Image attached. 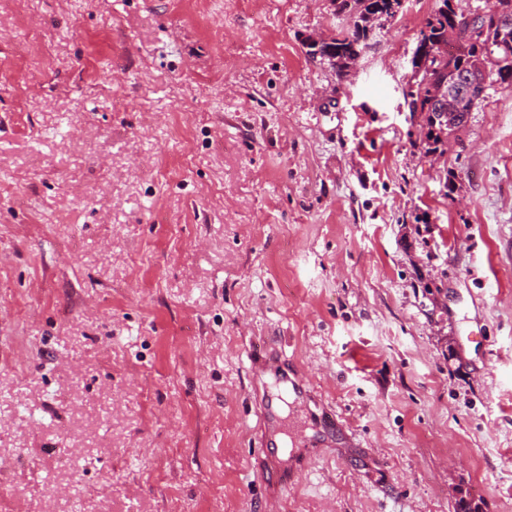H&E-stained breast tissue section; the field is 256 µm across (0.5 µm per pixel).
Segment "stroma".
I'll return each mask as SVG.
<instances>
[{"mask_svg":"<svg viewBox=\"0 0 512 512\" xmlns=\"http://www.w3.org/2000/svg\"><path fill=\"white\" fill-rule=\"evenodd\" d=\"M435 0H0V512H512V91L444 150ZM336 428L268 503L256 346ZM390 1L399 4L402 0H331L337 13H344L350 17L349 28L332 38V44L330 38L316 35L310 36L307 44L312 45L315 50L330 44L328 47L320 48L319 57L327 60L340 75H344L350 68L352 55H358L353 60L356 62L366 46L374 21L381 18L382 14L395 17V14L388 10Z\"/></svg>","mask_w":512,"mask_h":512,"instance_id":"stroma-1","label":"stroma"}]
</instances>
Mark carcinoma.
<instances>
[{"instance_id":"cac0c4a2","label":"carcinoma","mask_w":512,"mask_h":512,"mask_svg":"<svg viewBox=\"0 0 512 512\" xmlns=\"http://www.w3.org/2000/svg\"><path fill=\"white\" fill-rule=\"evenodd\" d=\"M336 12L344 13L351 19L349 28L339 32L332 38V44L310 51V55H320L328 61L336 71L343 75L350 68L352 55L360 54L366 46L370 31L375 20L383 14H389L390 0H331ZM449 0H437L435 8L425 18L420 30L418 42L421 44L451 45L454 51L433 57L429 60L430 80L427 84L407 90L404 97L411 98L412 108L430 113L434 94L443 86L448 90L456 89V78L469 70L474 62L484 58L499 57L505 50L512 51V40L499 38V28L494 25L498 14L512 15V0H483L486 18L479 30L467 31L458 27L444 6ZM499 87L512 90V70L507 72L491 71L488 74V87ZM460 126H449L446 130H429L426 145H439L454 135Z\"/></svg>"}]
</instances>
